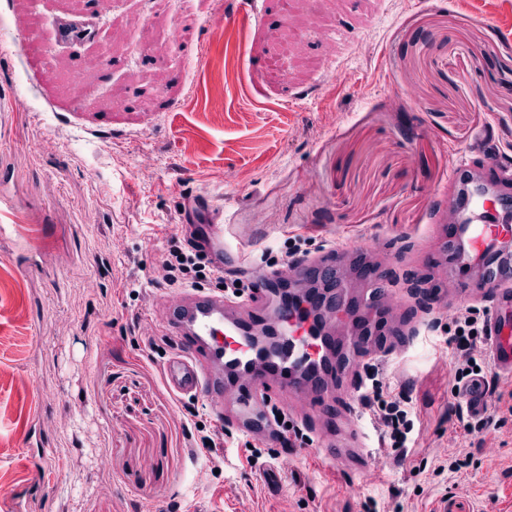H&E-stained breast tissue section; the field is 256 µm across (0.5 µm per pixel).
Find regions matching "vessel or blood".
Listing matches in <instances>:
<instances>
[{"label":"vessel or blood","mask_w":512,"mask_h":512,"mask_svg":"<svg viewBox=\"0 0 512 512\" xmlns=\"http://www.w3.org/2000/svg\"><path fill=\"white\" fill-rule=\"evenodd\" d=\"M450 178L460 187L452 200L460 222L448 230V274L463 294L490 295L495 369L511 378L512 225L500 217L512 212V198L476 179L465 159L452 168ZM204 232V248L215 265L236 261L238 250L225 245L223 225H205ZM334 272L329 253L300 264L298 274L311 287L296 302L269 291L251 292L244 301L228 299L206 288L173 299L162 316L178 343L163 364L167 388L213 404L249 437L270 433L267 388L273 384L290 402L308 405L315 417L336 397L353 404L362 368L383 349L379 338L359 324L390 310L396 298L373 288L382 275L376 266H361L370 287L357 297L333 287ZM339 321L347 335L337 334ZM322 453L346 468L363 469L364 436L353 414L329 435Z\"/></svg>","instance_id":"1"}]
</instances>
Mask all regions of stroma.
<instances>
[{
	"label": "stroma",
	"instance_id": "stroma-1",
	"mask_svg": "<svg viewBox=\"0 0 512 512\" xmlns=\"http://www.w3.org/2000/svg\"><path fill=\"white\" fill-rule=\"evenodd\" d=\"M189 6L167 0L161 29L151 0H0V512H512V424L444 501L432 471L460 398L431 321L449 313L411 287L454 292L437 253L457 158L512 166V0ZM19 13L51 48L41 65L4 39ZM201 205L243 281L286 271L295 236L384 268L400 304L378 364L419 416L403 459L364 417L366 473L324 460L314 423L253 465L241 434L219 472L192 455L172 349L149 339L171 295L156 258Z\"/></svg>",
	"mask_w": 512,
	"mask_h": 512
}]
</instances>
